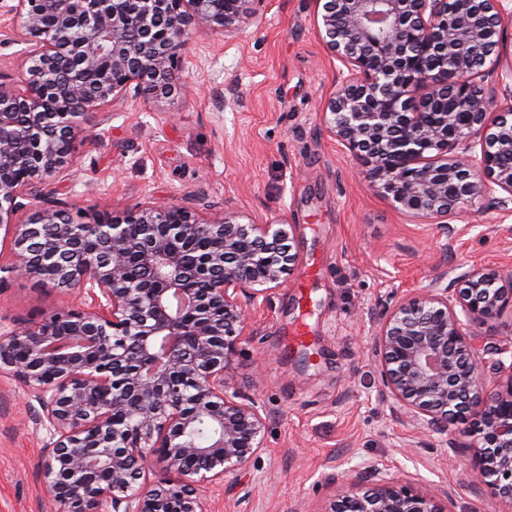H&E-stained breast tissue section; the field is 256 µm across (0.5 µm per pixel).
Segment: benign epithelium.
I'll return each mask as SVG.
<instances>
[{
	"label": "benign epithelium",
	"instance_id": "7a95c632",
	"mask_svg": "<svg viewBox=\"0 0 512 512\" xmlns=\"http://www.w3.org/2000/svg\"><path fill=\"white\" fill-rule=\"evenodd\" d=\"M322 41L346 73L321 107L396 209L448 229L479 202L512 213V0H317ZM263 0H0L29 66L0 74V231L9 271L78 289L83 307L0 333V374L25 387L47 430L42 476L60 512H202L196 487L237 473L263 447L264 420L229 376L246 308L297 261L292 225L147 201L76 224L50 188L92 140L85 117L179 83L195 33L231 36ZM423 94L428 111H411ZM468 105L461 117L448 96ZM27 220L21 215L32 207ZM207 242L188 263L181 244ZM501 322L512 354V273L471 265L384 307L373 349L393 410L464 448L462 484L512 512V363L489 380L469 327ZM471 423L469 441L451 426ZM210 429L195 438L199 424ZM168 478L146 480L153 461ZM324 512H445L435 494L383 477L354 481Z\"/></svg>",
	"mask_w": 512,
	"mask_h": 512
}]
</instances>
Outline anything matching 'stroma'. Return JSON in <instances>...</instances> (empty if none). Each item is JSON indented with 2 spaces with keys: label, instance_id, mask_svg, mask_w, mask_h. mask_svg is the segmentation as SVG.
<instances>
[{
  "label": "stroma",
  "instance_id": "35a3bbf8",
  "mask_svg": "<svg viewBox=\"0 0 512 512\" xmlns=\"http://www.w3.org/2000/svg\"><path fill=\"white\" fill-rule=\"evenodd\" d=\"M320 22L316 0H265L235 36L198 33L184 73L192 92L90 113L98 139H76L52 197L77 222L157 198L294 226L297 263L249 308L231 366L266 422L265 446L237 474L198 489L203 512H324L345 478L372 468L414 492L447 494L449 512H498L495 500L460 490L468 455L449 466L444 435L392 413L372 342L394 293L461 264L512 267V215L478 205L445 233L373 190L322 121L340 64ZM83 303L75 290L11 280L0 288V325ZM300 323L307 335L297 342L290 332ZM37 410L0 376V512L59 510L42 480Z\"/></svg>",
  "mask_w": 512,
  "mask_h": 512
}]
</instances>
